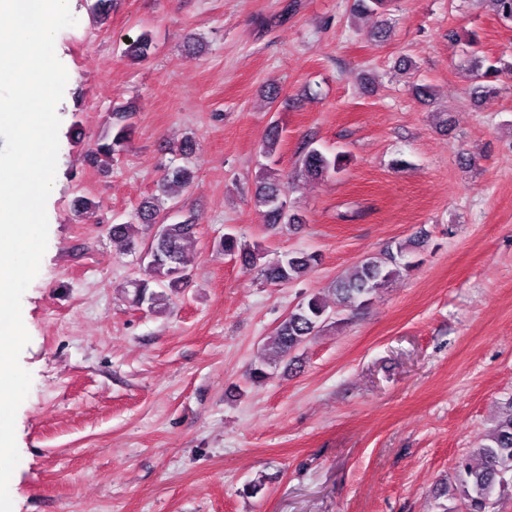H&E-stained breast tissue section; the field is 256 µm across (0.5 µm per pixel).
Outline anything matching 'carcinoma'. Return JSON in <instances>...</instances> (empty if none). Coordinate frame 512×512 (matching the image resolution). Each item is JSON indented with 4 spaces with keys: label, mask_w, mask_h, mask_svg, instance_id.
<instances>
[{
    "label": "carcinoma",
    "mask_w": 512,
    "mask_h": 512,
    "mask_svg": "<svg viewBox=\"0 0 512 512\" xmlns=\"http://www.w3.org/2000/svg\"><path fill=\"white\" fill-rule=\"evenodd\" d=\"M467 45L472 49L473 85L471 95L480 99L500 92L499 78L504 71L512 70V63L498 59L497 64L483 66L477 56L479 41L470 35ZM152 46L149 33L142 32L126 40L124 56L142 60L148 56ZM132 125H114L108 128L91 145L88 159L103 168L117 163L128 151ZM349 156L345 152L328 155L311 147L301 158V172L311 179H322L341 172ZM193 181L189 165L170 163L163 168L157 183V193L138 207L134 219L123 224L112 225V236L131 242V248L140 251L148 259V278L132 282L134 292L132 303L148 309L168 299V293L176 292L188 279L185 261V245L195 234L196 225L188 222L167 223L170 210L178 204L180 192ZM254 199L256 205L265 208L267 223L273 227L297 223L290 205L280 193L279 182L264 176L258 181ZM145 224L154 229L147 239L138 242L132 236L135 223ZM224 254L238 259L242 265L252 267L263 258L259 246H246L238 238L226 233L219 242ZM412 251L408 244L397 243L396 251H387L381 257H370L360 263L346 280L336 282L334 304L318 296L302 299L294 310L288 313L272 333L266 337L263 349H271L280 358H286L300 349L324 327L333 316L342 311L365 305L370 296L391 278L410 271L415 263L410 260ZM318 261V256L306 251H291L282 258L263 267L265 280L281 286L297 282L309 268ZM488 443L477 448L480 463L472 464L462 458L456 466L453 481L462 500L464 512H492L495 495H503L512 488V407L487 435Z\"/></svg>",
    "instance_id": "1"
}]
</instances>
